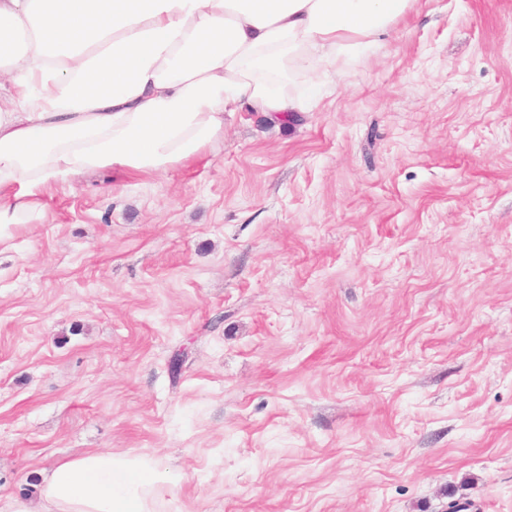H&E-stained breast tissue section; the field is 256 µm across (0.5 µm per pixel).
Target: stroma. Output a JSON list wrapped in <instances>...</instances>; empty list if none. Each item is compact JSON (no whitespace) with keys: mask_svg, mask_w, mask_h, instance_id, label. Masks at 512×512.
I'll return each instance as SVG.
<instances>
[{"mask_svg":"<svg viewBox=\"0 0 512 512\" xmlns=\"http://www.w3.org/2000/svg\"><path fill=\"white\" fill-rule=\"evenodd\" d=\"M310 78L0 235V506L110 450L180 472L158 512H512V0Z\"/></svg>","mask_w":512,"mask_h":512,"instance_id":"obj_1","label":"stroma"}]
</instances>
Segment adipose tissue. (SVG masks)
<instances>
[{
    "mask_svg": "<svg viewBox=\"0 0 512 512\" xmlns=\"http://www.w3.org/2000/svg\"><path fill=\"white\" fill-rule=\"evenodd\" d=\"M414 0H0V232L37 192L88 172L161 176L200 157L224 115L298 111L269 73L322 74ZM177 477L146 456L91 452L43 479L40 512H157Z\"/></svg>",
    "mask_w": 512,
    "mask_h": 512,
    "instance_id": "obj_1",
    "label": "adipose tissue"
}]
</instances>
